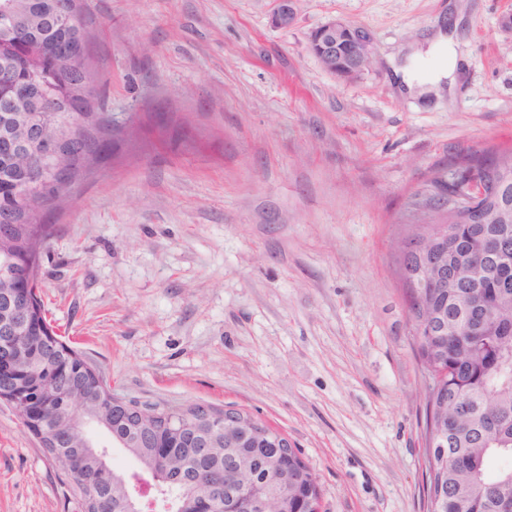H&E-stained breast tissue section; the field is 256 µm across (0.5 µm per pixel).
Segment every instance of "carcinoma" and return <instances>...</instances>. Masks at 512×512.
Masks as SVG:
<instances>
[{"mask_svg": "<svg viewBox=\"0 0 512 512\" xmlns=\"http://www.w3.org/2000/svg\"><path fill=\"white\" fill-rule=\"evenodd\" d=\"M62 11L78 17V26L61 28ZM0 20L11 33V51L0 57V312H14L16 324L28 327L19 336L10 332L24 353L17 378H54L41 413V429L56 440L46 452L71 480L84 512H125L127 486L122 471L86 448L82 416L111 427L112 441L138 466L134 476L193 473L197 444L212 440L210 468L196 483H155L154 512H199L204 498L214 501L213 512H224V498L243 485L286 490L289 508H302L297 494L305 493L315 474L301 457L281 460L283 449L273 440L243 429L213 431L195 404L130 400L127 408L144 420L143 428L133 429L112 419L106 380L97 386L81 382L76 369L82 354L58 338L39 293L41 250L51 230L45 220L76 182L93 173L122 131L101 111L84 0H0ZM35 60L69 80L44 122L33 120L26 107H11V88L31 84ZM48 151L63 162L42 164L52 189L32 205L23 190L24 167L30 155ZM450 163L475 168L487 180L479 202L484 223L453 219L446 287L418 278L406 288L409 314L421 317L415 310L422 300L426 312L448 324L446 336L415 337L419 354L431 350L436 368L451 369L443 391L426 397V409L441 417L455 454L448 468L427 478L446 489L440 501L428 500V512H501L502 503H512V148L471 150ZM480 249L494 251L481 266L473 261Z\"/></svg>", "mask_w": 512, "mask_h": 512, "instance_id": "carcinoma-1", "label": "carcinoma"}]
</instances>
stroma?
<instances>
[{"instance_id": "obj_1", "label": "stroma", "mask_w": 512, "mask_h": 512, "mask_svg": "<svg viewBox=\"0 0 512 512\" xmlns=\"http://www.w3.org/2000/svg\"><path fill=\"white\" fill-rule=\"evenodd\" d=\"M101 107L131 136L75 185L41 259L57 334L114 392L231 406L284 433L321 512H424L427 377L400 263L410 207L458 152L512 144V0H85ZM452 97L391 56L449 11ZM367 30L359 78L307 49ZM0 512H82L0 402ZM277 5L271 13V24L274 28L286 30L295 24V0H276ZM309 52L337 78L349 81L373 66L375 48L360 27L341 19H330L310 35Z\"/></svg>"}]
</instances>
